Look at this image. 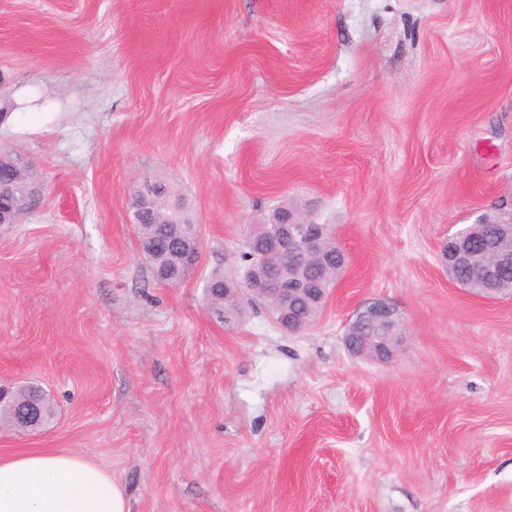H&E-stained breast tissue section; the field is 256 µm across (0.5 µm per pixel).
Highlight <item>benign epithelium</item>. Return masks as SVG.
<instances>
[{
    "instance_id": "7a95c632",
    "label": "benign epithelium",
    "mask_w": 512,
    "mask_h": 512,
    "mask_svg": "<svg viewBox=\"0 0 512 512\" xmlns=\"http://www.w3.org/2000/svg\"><path fill=\"white\" fill-rule=\"evenodd\" d=\"M37 182L27 183L18 192L13 183L0 181V224H14L18 216L29 212L40 200ZM326 226L301 224L292 214H277L268 224H249L244 227V238L253 242L261 239L271 248L281 252L287 264L278 267H255L247 272L238 288H228L226 293H243L274 307L283 319L280 326L289 333L305 328L307 318H294L290 307L301 296L318 305H325L331 289L329 283L339 277L346 265V257L336 251V261L325 263L321 275L315 280L306 278L302 259L321 251ZM174 252L188 259L195 266L201 256L199 237L181 235L172 242ZM443 257L449 270L463 269L470 273L469 286H478L486 293L503 291L504 274L512 268V224H492L480 245L465 232L457 231L448 236ZM404 336L403 321L397 310L383 301L371 302L354 315L344 335L348 350L358 356L378 362L391 361Z\"/></svg>"
}]
</instances>
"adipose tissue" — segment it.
<instances>
[{
  "label": "adipose tissue",
  "instance_id": "obj_1",
  "mask_svg": "<svg viewBox=\"0 0 512 512\" xmlns=\"http://www.w3.org/2000/svg\"><path fill=\"white\" fill-rule=\"evenodd\" d=\"M0 512H129L122 488L91 457L19 452L0 457Z\"/></svg>",
  "mask_w": 512,
  "mask_h": 512
}]
</instances>
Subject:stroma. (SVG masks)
I'll return each instance as SVG.
<instances>
[{"label":"stroma","instance_id":"obj_1","mask_svg":"<svg viewBox=\"0 0 512 512\" xmlns=\"http://www.w3.org/2000/svg\"><path fill=\"white\" fill-rule=\"evenodd\" d=\"M0 147L42 187L0 226V382L60 410L0 456L87 454L130 512H512V297L443 259L512 222V0H0ZM154 176L201 231L174 287L130 222ZM279 205L345 253L328 303L212 320ZM376 300L387 363L343 341ZM403 329L397 310L386 302L375 301L356 312L344 341L355 356L386 363L394 358Z\"/></svg>","mask_w":512,"mask_h":512}]
</instances>
